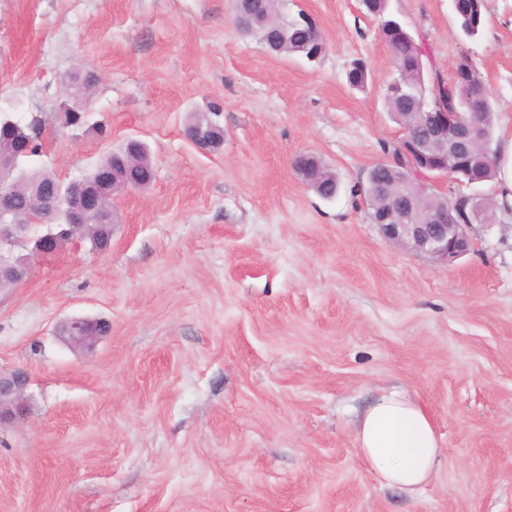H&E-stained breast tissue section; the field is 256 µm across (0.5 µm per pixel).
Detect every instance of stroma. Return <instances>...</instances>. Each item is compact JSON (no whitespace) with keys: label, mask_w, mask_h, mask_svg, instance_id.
<instances>
[{"label":"stroma","mask_w":512,"mask_h":512,"mask_svg":"<svg viewBox=\"0 0 512 512\" xmlns=\"http://www.w3.org/2000/svg\"><path fill=\"white\" fill-rule=\"evenodd\" d=\"M390 6L443 79L472 58L511 135L512 0H485L475 40L449 0ZM281 9L315 20L319 61L269 52L232 0H0V102L41 120L42 164L73 179L131 135L156 161L148 188L114 196L109 250L66 244L0 289V367L30 375L27 417L0 427V512H512V213L473 224L451 264L385 239L361 194L401 138L379 22L361 0ZM80 68L99 81L75 131L58 112ZM214 99L224 144L205 154L184 127ZM301 152L336 197L294 170ZM72 316L111 332L73 350ZM393 388L443 448L412 495L355 446ZM315 158L319 161V166L317 165L316 160H307L309 178L315 177L312 187L322 198H332L338 191L336 175L326 168V166L317 157Z\"/></svg>","instance_id":"stroma-1"}]
</instances>
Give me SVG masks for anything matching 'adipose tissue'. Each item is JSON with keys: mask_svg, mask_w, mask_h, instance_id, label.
Listing matches in <instances>:
<instances>
[{"mask_svg": "<svg viewBox=\"0 0 512 512\" xmlns=\"http://www.w3.org/2000/svg\"><path fill=\"white\" fill-rule=\"evenodd\" d=\"M360 455L386 485L419 491L442 457L436 428L425 406L397 390L380 395L356 430Z\"/></svg>", "mask_w": 512, "mask_h": 512, "instance_id": "ef3b65f1", "label": "adipose tissue"}]
</instances>
